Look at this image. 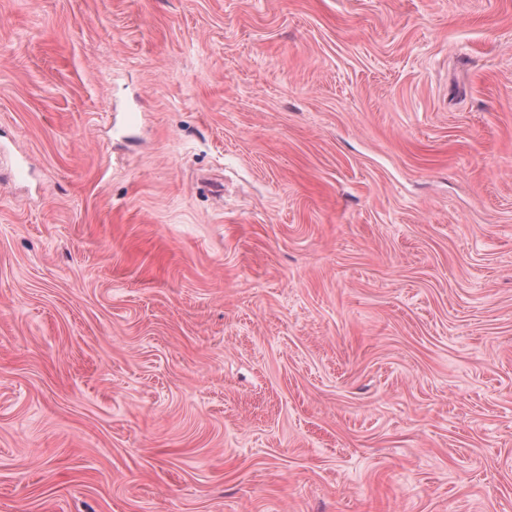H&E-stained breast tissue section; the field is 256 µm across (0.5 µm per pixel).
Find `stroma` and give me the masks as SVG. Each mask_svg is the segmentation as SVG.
<instances>
[{
    "mask_svg": "<svg viewBox=\"0 0 512 512\" xmlns=\"http://www.w3.org/2000/svg\"><path fill=\"white\" fill-rule=\"evenodd\" d=\"M0 512H512V0H0Z\"/></svg>",
    "mask_w": 512,
    "mask_h": 512,
    "instance_id": "1",
    "label": "stroma"
}]
</instances>
